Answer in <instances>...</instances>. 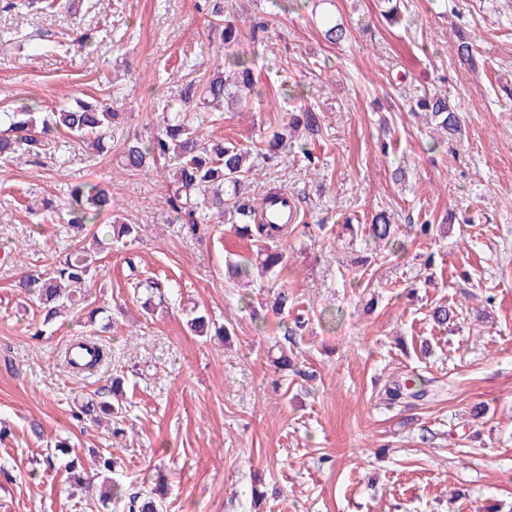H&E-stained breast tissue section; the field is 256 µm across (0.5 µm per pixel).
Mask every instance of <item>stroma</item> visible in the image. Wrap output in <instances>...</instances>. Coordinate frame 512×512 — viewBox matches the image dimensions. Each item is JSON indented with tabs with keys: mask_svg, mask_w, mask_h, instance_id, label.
<instances>
[{
	"mask_svg": "<svg viewBox=\"0 0 512 512\" xmlns=\"http://www.w3.org/2000/svg\"><path fill=\"white\" fill-rule=\"evenodd\" d=\"M383 8L224 0L225 13L267 24L224 47L209 38L202 0L0 13V103L30 99L51 112L98 100L142 136L218 57L253 61L259 96L204 133L250 152L244 200L285 192L298 214L286 266L263 275L259 241L232 224L196 235L171 222L167 172L123 171L121 141L95 156L77 139L48 140L41 165L0 162V512H97L63 465L45 467L60 441L112 453L119 481L137 488L163 471L166 512H512V0H403L397 24ZM324 13L344 24L340 42L324 39ZM93 21L118 45L70 47L72 30ZM460 35L487 69L461 65ZM436 93L459 113L458 134L438 135L417 112ZM306 110L317 123L299 126L301 147L269 154ZM79 181L112 194L100 224L120 219L138 237L102 254L85 301L37 339L40 315L14 283L78 244L66 219ZM46 200L53 210L40 211ZM382 211L400 247L369 237ZM418 224L432 236L415 235ZM229 260L252 275L227 280ZM132 272L168 286L164 303L144 311ZM275 287L290 295L282 315L269 307ZM440 305L456 310L453 322L433 320ZM196 309L229 339L192 333ZM298 316L299 371H276L280 324ZM91 335L109 356L73 373L65 348ZM412 376L426 395L390 402ZM116 377L135 424L123 437L73 417Z\"/></svg>",
	"mask_w": 512,
	"mask_h": 512,
	"instance_id": "1",
	"label": "stroma"
}]
</instances>
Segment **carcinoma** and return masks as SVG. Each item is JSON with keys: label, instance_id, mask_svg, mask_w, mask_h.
Wrapping results in <instances>:
<instances>
[{"label": "carcinoma", "instance_id": "1", "mask_svg": "<svg viewBox=\"0 0 512 512\" xmlns=\"http://www.w3.org/2000/svg\"><path fill=\"white\" fill-rule=\"evenodd\" d=\"M56 0H9L5 9L17 13L31 10L52 11ZM204 10L211 17L210 33L223 44L235 41L239 28L237 20L224 15V0H205ZM324 38L336 43L346 37L343 27L325 18L321 22ZM73 45L85 48L110 49L100 28H80L75 32ZM459 60L471 68L478 66L475 45L467 40H459L457 45ZM257 93L251 61L242 58L224 61L218 59L214 73L202 86L187 84L177 103L167 105L162 116L148 139L125 138L124 162L129 172H149L160 159L171 162L172 188L167 204L174 220H186L189 224H208L212 221L224 222V214H229L242 235L268 240L261 251L264 258L261 268L268 272L283 264L285 253L280 247L272 248L275 242L288 236V228H275L265 224L258 207L239 199L241 190L253 166L249 163L250 154L236 145L224 141H214L204 137L200 124L206 121L201 113L210 109L219 111L229 102L239 107L248 105V96ZM38 104L22 102L8 109L0 106V159L11 160L24 154L39 156L38 145L43 141L64 132L96 151L103 149L104 140L119 133L117 120L119 113L104 102L95 104L77 101L76 105L60 108L53 112L37 111ZM421 110L429 113L430 121L436 130L450 135L461 130L459 115L450 108L445 96L424 98L419 103ZM69 228L84 231L89 224L97 223L98 217L112 206L110 192L101 184L79 182L69 189ZM233 205H228V201ZM374 240L386 241L393 245L396 229L390 218L381 212L368 228ZM137 233L134 224H108L105 234L120 241ZM97 272L95 253L85 249H73L59 260L56 269L37 275H27L18 283L25 298L43 315L42 325L46 326L58 316L73 308L83 295ZM119 386L112 385L110 401L95 398L82 402L75 413L78 421L95 420L110 416L115 425V433H122L125 422L123 405L115 395ZM427 394L420 380L408 378L390 391L391 400L403 397L420 398ZM69 455L66 468L70 478L81 481L92 467L100 474L108 475L101 487L99 500L104 512H164L165 497L151 489L128 492L117 479L111 477L118 467V459L112 454H101L90 463H85L76 448L66 451Z\"/></svg>", "mask_w": 512, "mask_h": 512}]
</instances>
